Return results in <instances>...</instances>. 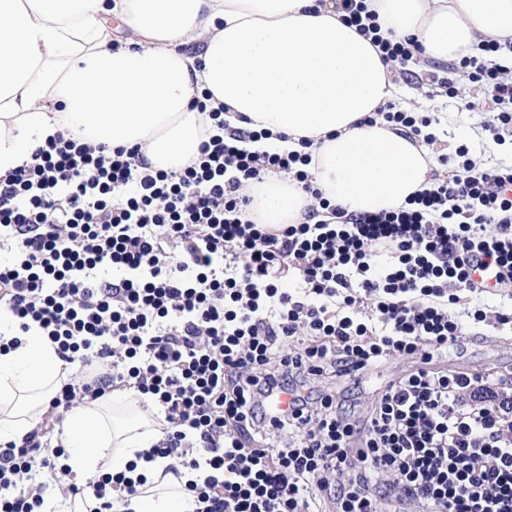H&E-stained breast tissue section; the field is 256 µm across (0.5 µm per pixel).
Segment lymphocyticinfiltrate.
<instances>
[{"label": "lymphocytic infiltrate", "mask_w": 512, "mask_h": 512, "mask_svg": "<svg viewBox=\"0 0 512 512\" xmlns=\"http://www.w3.org/2000/svg\"><path fill=\"white\" fill-rule=\"evenodd\" d=\"M382 59L407 65L420 45L380 33L362 0H336ZM481 41L437 85L454 96L466 71L490 110L487 131L512 132V60ZM209 91L196 158L149 169L139 146L106 150L63 131L0 178V309L12 324L0 353L38 323L77 368L43 418L52 435L74 407L126 388L163 413V436L142 451L186 476L194 512H512V377L436 368L480 330L512 329V312L460 305L512 282V165L477 168L468 146L448 177L406 205L351 214L309 171L312 143L253 153L265 131L229 128ZM435 141L433 120L386 105L367 117ZM277 171L314 199L308 221L261 224L247 185ZM326 210L328 220L317 217ZM416 368L390 379L356 414L318 381H358L388 361ZM289 394L287 409L274 408ZM61 446L29 438L0 446V512H40L34 468L56 471ZM144 475L57 479L67 501L127 512Z\"/></svg>", "instance_id": "lymphocytic-infiltrate-1"}]
</instances>
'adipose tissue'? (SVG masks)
<instances>
[{
    "mask_svg": "<svg viewBox=\"0 0 512 512\" xmlns=\"http://www.w3.org/2000/svg\"><path fill=\"white\" fill-rule=\"evenodd\" d=\"M385 36L413 37L424 57L459 58L512 37V0H366ZM229 125L313 142L310 170L353 213L396 209L428 184L433 158L365 117L398 94L391 64L344 22L335 0H0V177L69 129L109 147L139 145L150 167L176 170L198 153L201 90ZM263 224H292L311 204L293 179L249 187ZM71 368L38 325L0 354V438L23 445ZM162 437L128 390L73 409L63 465L81 478L146 477L131 512H193L184 479L137 460Z\"/></svg>",
    "mask_w": 512,
    "mask_h": 512,
    "instance_id": "1",
    "label": "adipose tissue"
}]
</instances>
